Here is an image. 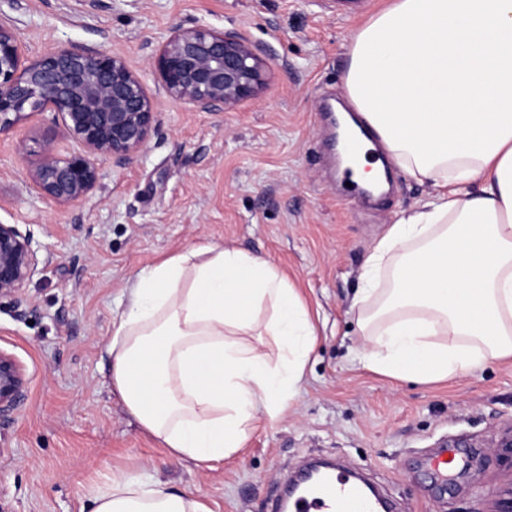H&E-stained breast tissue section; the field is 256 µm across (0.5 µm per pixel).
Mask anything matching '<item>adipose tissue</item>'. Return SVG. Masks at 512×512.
I'll return each mask as SVG.
<instances>
[{
	"label": "adipose tissue",
	"mask_w": 512,
	"mask_h": 512,
	"mask_svg": "<svg viewBox=\"0 0 512 512\" xmlns=\"http://www.w3.org/2000/svg\"><path fill=\"white\" fill-rule=\"evenodd\" d=\"M348 56L347 94L374 134L357 141L354 181L378 180L381 162L365 157L377 142L443 189L365 260L354 300L365 366L443 381L512 358V0H395L357 29ZM126 298L106 346L111 385L172 455L223 460L255 420L281 418L316 331L268 259L196 244L141 269ZM89 509L208 512L144 471L114 479Z\"/></svg>",
	"instance_id": "1"
}]
</instances>
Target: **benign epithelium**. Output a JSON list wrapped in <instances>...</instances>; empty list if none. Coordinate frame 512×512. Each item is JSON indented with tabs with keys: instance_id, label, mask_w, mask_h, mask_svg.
Masks as SVG:
<instances>
[{
	"instance_id": "obj_1",
	"label": "benign epithelium",
	"mask_w": 512,
	"mask_h": 512,
	"mask_svg": "<svg viewBox=\"0 0 512 512\" xmlns=\"http://www.w3.org/2000/svg\"><path fill=\"white\" fill-rule=\"evenodd\" d=\"M153 67L168 96L199 112H222L256 98L268 70L259 49L240 34L181 24L156 49ZM45 112L60 118L85 149L61 156L49 141L41 148L30 178L40 197L58 206L94 192L98 158L127 166L160 126L141 77L123 57L57 47L31 58L20 35L0 19V135ZM38 265L30 231L0 223V301L16 309L26 303L24 286ZM28 385L23 363L0 348V418L24 401Z\"/></svg>"
}]
</instances>
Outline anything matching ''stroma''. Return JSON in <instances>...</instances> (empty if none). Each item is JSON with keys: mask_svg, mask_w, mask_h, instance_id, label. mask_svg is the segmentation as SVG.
Returning a JSON list of instances; mask_svg holds the SVG:
<instances>
[{"mask_svg": "<svg viewBox=\"0 0 512 512\" xmlns=\"http://www.w3.org/2000/svg\"><path fill=\"white\" fill-rule=\"evenodd\" d=\"M391 0H0L36 56L55 46L116 53L140 75L161 127L125 168L98 158L86 199L38 198L30 171L44 140L76 151L52 114L0 136V223L39 246L27 306L0 305V347L31 378L0 421V512H84L113 479L147 471L209 512H270L285 478L312 457L363 473L392 512H502L512 490V360L445 381H402L363 363L353 301L375 240L435 193L390 168L379 200L347 196L323 103L346 102L353 33ZM236 31L260 48V95L223 112L169 98L151 66L170 27ZM200 242L269 259L313 318L316 342L288 409L258 422L238 452L206 467L170 455L109 384L112 314L140 269ZM468 442L448 486L422 457Z\"/></svg>", "mask_w": 512, "mask_h": 512, "instance_id": "35a3bbf8", "label": "stroma"}]
</instances>
